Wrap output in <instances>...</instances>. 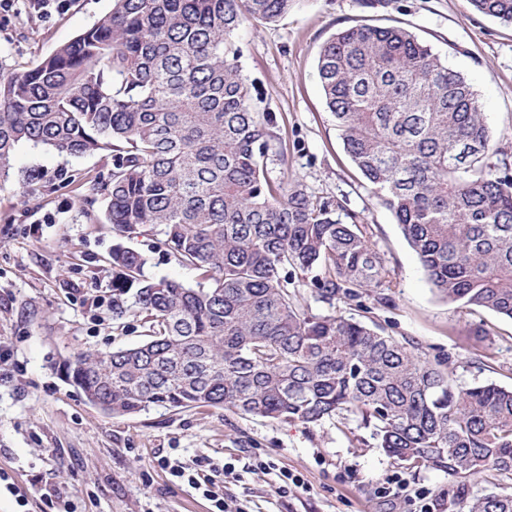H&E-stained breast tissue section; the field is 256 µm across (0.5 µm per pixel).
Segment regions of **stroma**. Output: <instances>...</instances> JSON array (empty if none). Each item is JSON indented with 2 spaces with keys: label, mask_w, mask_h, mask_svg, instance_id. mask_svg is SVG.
<instances>
[{
  "label": "stroma",
  "mask_w": 512,
  "mask_h": 512,
  "mask_svg": "<svg viewBox=\"0 0 512 512\" xmlns=\"http://www.w3.org/2000/svg\"><path fill=\"white\" fill-rule=\"evenodd\" d=\"M112 0H70L47 17L21 11L0 18V67L22 71L91 26ZM355 24L400 26L428 44L477 91L500 148L512 154V23L474 11L468 0H298L272 24L246 21L235 35L250 106L269 121L266 175L301 183L309 199L341 220L366 224L389 272L381 283L340 290L323 301L314 272L295 271L289 289L317 316L366 323L415 354L452 369L457 384L512 388V320L460 310L428 282L417 254L346 153L317 76L319 52L336 31ZM111 154L66 156L19 145L0 189V472L24 491L17 504L0 491V512H212L211 501L172 477L160 461L207 456L240 476L230 494L250 512H418L420 494L447 502L454 480L379 448L360 416L318 424L281 421L234 409L154 406L110 415L88 404L61 372L73 355L142 343L145 313L112 312L117 239L103 198L89 196ZM128 247L144 252L148 277L195 285L201 273L169 255L156 236ZM301 486L280 492L279 473Z\"/></svg>",
  "instance_id": "stroma-1"
}]
</instances>
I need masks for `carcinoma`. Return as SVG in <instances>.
Here are the masks:
<instances>
[{"mask_svg": "<svg viewBox=\"0 0 512 512\" xmlns=\"http://www.w3.org/2000/svg\"><path fill=\"white\" fill-rule=\"evenodd\" d=\"M468 2L512 22V0ZM295 3L113 0L36 66L0 71V179L21 143L110 152L112 174L89 194L113 232H155L205 278L151 280L146 257L116 245L113 312L136 289L151 334L75 355L66 379L112 415L208 406L317 424L357 413L389 455L456 479L450 512H512V494L466 491L488 469L512 476V389L458 386L364 323L309 314L288 289L297 269L321 270L326 301L340 281L364 288L388 274L365 225L266 177L268 120L251 110L234 37ZM317 71L345 150L432 287L512 320V176L500 175L512 163L471 84L398 26L339 30Z\"/></svg>", "mask_w": 512, "mask_h": 512, "instance_id": "carcinoma-1", "label": "carcinoma"}]
</instances>
